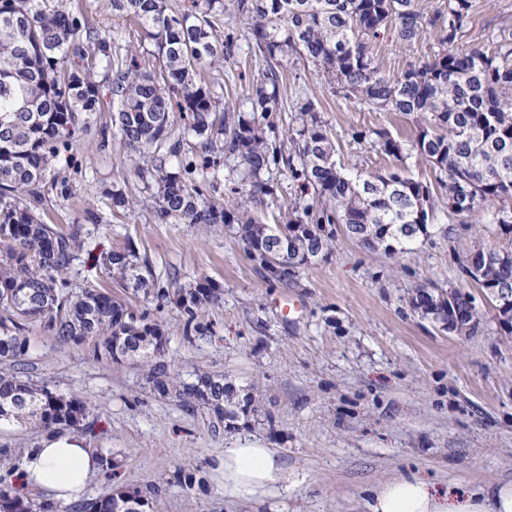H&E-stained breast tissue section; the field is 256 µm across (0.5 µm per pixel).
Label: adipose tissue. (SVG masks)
<instances>
[{
    "label": "adipose tissue",
    "mask_w": 512,
    "mask_h": 512,
    "mask_svg": "<svg viewBox=\"0 0 512 512\" xmlns=\"http://www.w3.org/2000/svg\"><path fill=\"white\" fill-rule=\"evenodd\" d=\"M101 467L98 457L72 435H53L30 449L18 471V482L30 493H42L65 503L78 501ZM211 470L230 498L264 499L288 480V472L273 449L247 440L225 449ZM371 512H512V484L487 485L477 492L457 490L439 495L417 477L397 476L377 487Z\"/></svg>",
    "instance_id": "ef3b65f1"
}]
</instances>
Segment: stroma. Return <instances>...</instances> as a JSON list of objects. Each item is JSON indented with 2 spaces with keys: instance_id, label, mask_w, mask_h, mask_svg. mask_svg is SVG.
Listing matches in <instances>:
<instances>
[{
  "instance_id": "1",
  "label": "stroma",
  "mask_w": 512,
  "mask_h": 512,
  "mask_svg": "<svg viewBox=\"0 0 512 512\" xmlns=\"http://www.w3.org/2000/svg\"><path fill=\"white\" fill-rule=\"evenodd\" d=\"M64 3L110 31L114 54L146 49L142 30L115 13L112 0ZM504 28L512 30V0H473L458 44L494 48ZM436 48L430 30L409 45L390 35L375 63L392 77ZM303 84L347 172L396 168L377 135L409 142L419 114L344 98L304 65L283 85L284 109L294 107ZM116 186L134 200L119 214L109 199ZM44 196L43 218L56 228L84 223L91 212L99 217L67 274L73 289L110 287L100 256L128 242L152 261L164 287L199 279L221 286L223 304L207 312L212 338L187 344L177 311L160 312L166 357L183 377L198 368L221 374L253 399L247 415L213 429L205 414L151 393L140 362L116 364L60 345L31 324L28 376L91 402L84 445L112 449L121 462L114 476L97 474L85 497L159 483L164 512H368L371 490L401 474L442 491L454 480L470 491L490 480L512 483V331L463 271L477 250L512 248V232L493 222L494 206L465 215L436 206L430 236L399 258L339 235L318 261L272 280L224 225L154 219L108 112L92 113L56 159ZM430 286L474 294L477 329L458 336L414 313L411 297ZM244 439L274 449L291 477L261 502L227 498L211 477L213 457ZM188 467L200 469L204 487L177 483V471Z\"/></svg>"
}]
</instances>
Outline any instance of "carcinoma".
Segmentation results:
<instances>
[{
    "label": "carcinoma",
    "instance_id": "1",
    "mask_svg": "<svg viewBox=\"0 0 512 512\" xmlns=\"http://www.w3.org/2000/svg\"><path fill=\"white\" fill-rule=\"evenodd\" d=\"M472 0H448L444 10L426 11L422 0H189L173 9L168 0H112V9L134 21L152 42L148 55H112V37L70 12L63 0H0V424L34 419L53 433L79 431L88 402L36 384L27 367L28 323L38 321L62 345L88 346L121 364L137 359L151 390L174 396L181 406L206 414L212 427L239 416L236 389L224 376L204 370L187 382L166 360L167 339L151 303L162 297L184 322L183 339L193 344L213 334L204 320L223 301V289L204 280L169 290L157 284L153 264L128 243L102 257L105 275L118 291L69 288L65 275L79 259L88 230L73 224L61 232L38 210L47 172L77 127L100 111L108 85L112 126L140 160L138 177L154 203L157 220L223 224L245 243L252 261L274 278L306 266L330 249L325 224H351L356 242L386 256L411 252L430 234L431 186L399 168L383 175L349 177L336 163V145L307 99L295 110V125L283 138L276 123L281 87L300 61L326 77L347 98L403 114L427 116L409 148L382 132L385 154L402 161L413 155L434 166L438 193L461 215L491 202L502 206L494 222L512 228V31L502 30L491 51L457 50ZM224 14L245 20L249 31L225 26ZM439 49L398 77L382 76L374 51L383 35L404 44L425 30ZM256 59L261 67L239 77L250 93L224 104L207 73ZM184 121L181 131L175 119ZM228 170L229 193L259 206L277 201L278 177L301 181L300 195L313 191L316 204L296 198L277 206L272 223L233 200L211 199L214 183L201 170ZM282 244L295 262L277 266L267 256ZM486 265L464 271L486 288L512 289V252L489 250ZM82 500L69 512H141L140 494L158 512L163 488H128ZM0 512H58L35 502L0 478Z\"/></svg>",
    "mask_w": 512,
    "mask_h": 512
}]
</instances>
